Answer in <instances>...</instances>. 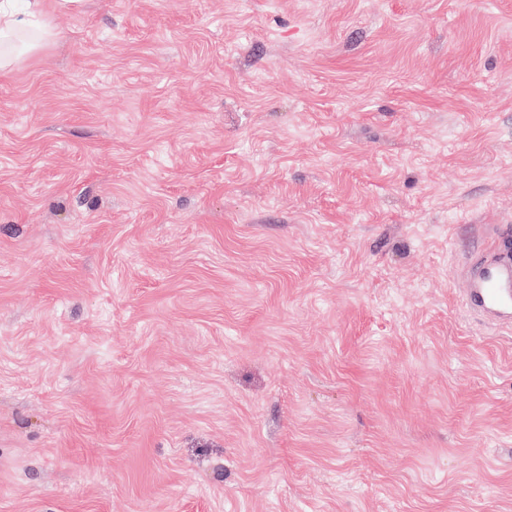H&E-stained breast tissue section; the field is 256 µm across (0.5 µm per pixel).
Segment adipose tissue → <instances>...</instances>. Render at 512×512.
I'll return each mask as SVG.
<instances>
[{
	"instance_id": "ef3b65f1",
	"label": "adipose tissue",
	"mask_w": 512,
	"mask_h": 512,
	"mask_svg": "<svg viewBox=\"0 0 512 512\" xmlns=\"http://www.w3.org/2000/svg\"><path fill=\"white\" fill-rule=\"evenodd\" d=\"M71 2L27 0L20 13L14 0H0V74L12 70L23 55L37 52L53 40L54 30L46 17Z\"/></svg>"
}]
</instances>
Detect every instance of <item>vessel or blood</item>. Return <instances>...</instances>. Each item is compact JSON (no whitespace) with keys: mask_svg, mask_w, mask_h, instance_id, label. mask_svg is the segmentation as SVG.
Segmentation results:
<instances>
[{"mask_svg":"<svg viewBox=\"0 0 512 512\" xmlns=\"http://www.w3.org/2000/svg\"><path fill=\"white\" fill-rule=\"evenodd\" d=\"M493 245L480 258L470 260L469 273L478 277L471 289L467 306L478 313L494 311L512 313V243L502 234H495Z\"/></svg>","mask_w":512,"mask_h":512,"instance_id":"vessel-or-blood-1","label":"vessel or blood"}]
</instances>
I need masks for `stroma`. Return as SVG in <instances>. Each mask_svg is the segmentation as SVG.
<instances>
[{
  "mask_svg": "<svg viewBox=\"0 0 512 512\" xmlns=\"http://www.w3.org/2000/svg\"><path fill=\"white\" fill-rule=\"evenodd\" d=\"M0 75V512H512V0H82ZM493 246L486 250L478 259H471L468 264L469 273H479L476 288H471L466 297L467 306L477 312L495 311L502 315L512 313V246L505 236L495 233L491 238ZM486 265H494L499 273L487 276L481 271Z\"/></svg>",
  "mask_w": 512,
  "mask_h": 512,
  "instance_id": "1",
  "label": "stroma"
}]
</instances>
